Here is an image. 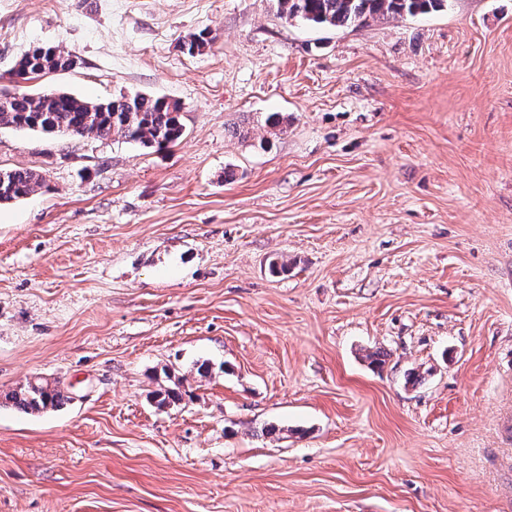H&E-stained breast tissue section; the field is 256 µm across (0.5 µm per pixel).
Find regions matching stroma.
Here are the masks:
<instances>
[{
    "instance_id": "stroma-1",
    "label": "stroma",
    "mask_w": 512,
    "mask_h": 512,
    "mask_svg": "<svg viewBox=\"0 0 512 512\" xmlns=\"http://www.w3.org/2000/svg\"><path fill=\"white\" fill-rule=\"evenodd\" d=\"M38 44L79 66L13 78ZM1 90L184 136L0 130L44 178L0 205V395H71L0 405V512H512V0H0ZM285 21H304L336 28L369 20L424 15L442 10L448 0H272ZM5 98L0 95V128L40 130L72 138H112L158 149L177 143L184 132L181 105L146 94H120L96 102L63 92H15L4 105L1 100ZM60 386L47 380L28 382L23 391L8 393L4 396L5 403H11L26 412H40L44 409L59 408L71 400Z\"/></svg>"
}]
</instances>
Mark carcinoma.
Here are the masks:
<instances>
[{
    "mask_svg": "<svg viewBox=\"0 0 512 512\" xmlns=\"http://www.w3.org/2000/svg\"><path fill=\"white\" fill-rule=\"evenodd\" d=\"M285 21H304L336 28L363 25L371 20L424 15L443 9L448 0H273ZM208 34H191L182 49L193 55L210 44ZM71 54L54 47L35 46L14 64L17 76L29 80L36 75L69 69ZM181 105L146 94H121L107 102L89 101L58 92H16L8 103L0 102V128L40 130L72 138H112L164 149L183 135ZM43 176L31 169L0 170V203L18 200L40 186ZM7 403L26 412L59 408L71 400L60 386L38 379L24 390L4 396Z\"/></svg>",
    "mask_w": 512,
    "mask_h": 512,
    "instance_id": "1",
    "label": "carcinoma"
}]
</instances>
